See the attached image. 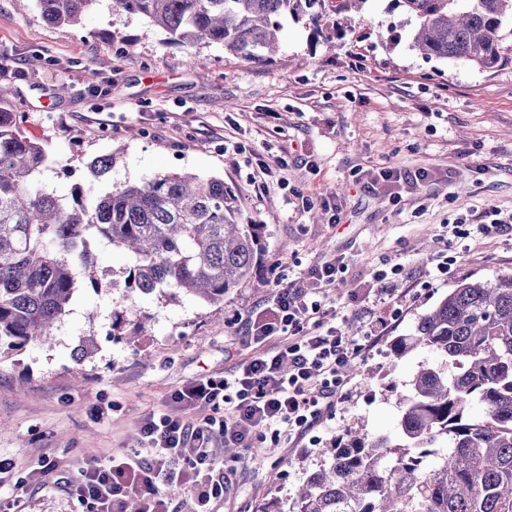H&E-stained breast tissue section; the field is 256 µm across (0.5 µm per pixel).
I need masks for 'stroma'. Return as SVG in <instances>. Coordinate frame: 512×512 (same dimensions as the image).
Instances as JSON below:
<instances>
[{
    "mask_svg": "<svg viewBox=\"0 0 512 512\" xmlns=\"http://www.w3.org/2000/svg\"><path fill=\"white\" fill-rule=\"evenodd\" d=\"M336 19L281 18L273 61L247 63L218 44L194 52L167 43L146 17L116 0H90L81 25L53 24L36 3L0 0V80L29 138L51 159L42 187L68 196L94 158L118 154L109 183L190 171L223 179L247 222L265 227L263 288L232 290L223 304L157 296L123 299L112 282L129 257L93 248L99 287L78 275L79 289L53 329L52 344H28L0 358V503L21 498L25 512H75L55 474L36 475L42 458L79 477L140 445L149 414H177L172 394L197 376L224 374L255 348L245 324L268 303L273 283L301 277L330 258L342 267L322 297L325 319L340 316L357 335L387 327L342 397L319 426L290 443L266 440L238 467L213 512H262L321 464L319 451L347 431L392 433L398 388L421 351L390 358V344L465 278L512 273V229L473 232L494 207L512 214V59L493 71L426 59L411 47V27L391 0H367L331 34ZM96 86L86 81L102 60ZM63 98H55L59 85ZM57 115L46 125L43 115ZM429 177L413 182L417 170ZM401 173L387 182L383 171ZM470 232L459 240L449 228ZM452 257L445 281L430 261ZM399 274L377 281L380 269ZM123 311L135 343L113 342L112 317ZM97 349L75 363L80 337Z\"/></svg>",
    "mask_w": 512,
    "mask_h": 512,
    "instance_id": "1",
    "label": "stroma"
}]
</instances>
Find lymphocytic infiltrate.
Wrapping results in <instances>:
<instances>
[{
    "mask_svg": "<svg viewBox=\"0 0 512 512\" xmlns=\"http://www.w3.org/2000/svg\"><path fill=\"white\" fill-rule=\"evenodd\" d=\"M340 267L327 261L311 268L314 285L300 288L278 279L269 306L251 318L248 336L257 343L278 342L268 352L244 360L228 375H202L178 390L174 399L185 412L161 414L140 427L146 450L121 461L88 468L79 479L61 476L67 493L85 512H124L136 496L141 512H164L158 484L189 489L191 512H210L235 471L218 453L225 443L251 450L266 439L301 438L320 422L344 387L342 371L362 357L374 335L347 336L320 318V291L333 284ZM209 405L213 417L197 420L191 410Z\"/></svg>",
    "mask_w": 512,
    "mask_h": 512,
    "instance_id": "obj_1",
    "label": "lymphocytic infiltrate"
}]
</instances>
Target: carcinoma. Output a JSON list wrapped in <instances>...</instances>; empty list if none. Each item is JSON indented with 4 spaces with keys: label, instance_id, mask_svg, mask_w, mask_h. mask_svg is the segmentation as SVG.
Wrapping results in <instances>:
<instances>
[{
    "label": "carcinoma",
    "instance_id": "cac0c4a2",
    "mask_svg": "<svg viewBox=\"0 0 512 512\" xmlns=\"http://www.w3.org/2000/svg\"><path fill=\"white\" fill-rule=\"evenodd\" d=\"M45 19L76 25L88 0H37ZM325 0H118L181 47L219 44L246 62L279 51V18L319 20ZM414 23L411 47L427 59L492 70L512 0H394ZM0 83V354L51 335L88 268L89 245L123 249L127 293L208 304L253 282L262 225L246 224L224 180L162 173L60 197L40 186L45 146L26 137ZM116 155L93 159L86 181L104 183ZM429 350L400 398L395 433L348 432L291 502L271 512H512V274L462 280L391 344L394 358Z\"/></svg>",
    "mask_w": 512,
    "mask_h": 512
}]
</instances>
